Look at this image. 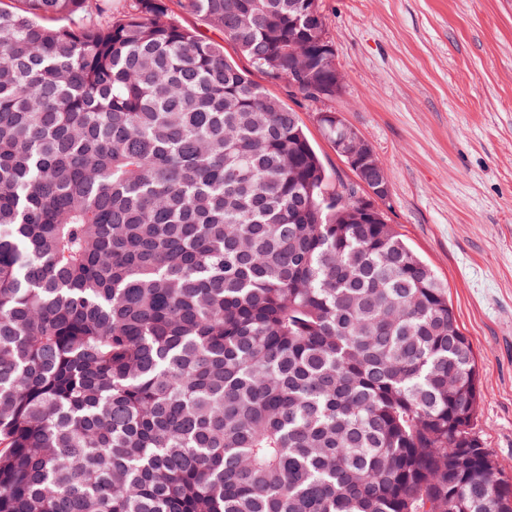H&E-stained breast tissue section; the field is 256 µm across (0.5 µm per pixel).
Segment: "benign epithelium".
<instances>
[{"label": "benign epithelium", "instance_id": "obj_1", "mask_svg": "<svg viewBox=\"0 0 512 512\" xmlns=\"http://www.w3.org/2000/svg\"><path fill=\"white\" fill-rule=\"evenodd\" d=\"M339 128L334 145L336 153L357 173L358 184L365 191L360 199L372 205L384 198L388 192V182L383 167L378 162L372 148L342 120L336 116Z\"/></svg>", "mask_w": 512, "mask_h": 512}]
</instances>
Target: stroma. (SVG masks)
I'll use <instances>...</instances> for the list:
<instances>
[{
  "mask_svg": "<svg viewBox=\"0 0 512 512\" xmlns=\"http://www.w3.org/2000/svg\"><path fill=\"white\" fill-rule=\"evenodd\" d=\"M344 76L335 108L383 162L379 206L448 288L476 353V430L512 475V0H320ZM252 78L351 182L320 105Z\"/></svg>",
  "mask_w": 512,
  "mask_h": 512,
  "instance_id": "obj_1",
  "label": "stroma"
}]
</instances>
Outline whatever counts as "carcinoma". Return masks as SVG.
I'll return each mask as SVG.
<instances>
[{"mask_svg":"<svg viewBox=\"0 0 512 512\" xmlns=\"http://www.w3.org/2000/svg\"><path fill=\"white\" fill-rule=\"evenodd\" d=\"M298 4L176 0L334 102ZM359 207L168 0H0V512H512L447 287Z\"/></svg>","mask_w":512,"mask_h":512,"instance_id":"carcinoma-1","label":"carcinoma"}]
</instances>
